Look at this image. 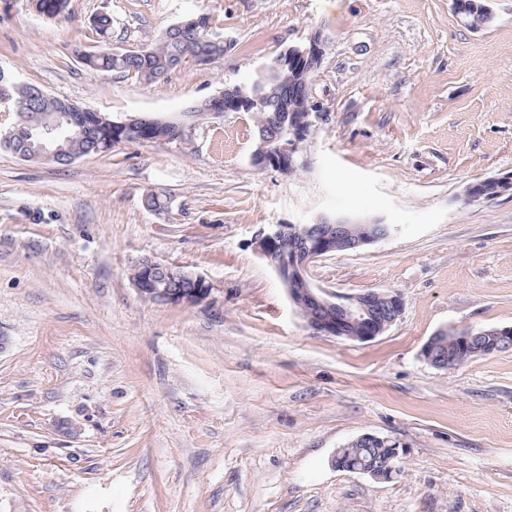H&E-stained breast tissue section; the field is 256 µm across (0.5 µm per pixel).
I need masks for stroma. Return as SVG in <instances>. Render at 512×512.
<instances>
[{
  "mask_svg": "<svg viewBox=\"0 0 512 512\" xmlns=\"http://www.w3.org/2000/svg\"><path fill=\"white\" fill-rule=\"evenodd\" d=\"M462 26L452 0H71L56 19L0 8V68L121 121L185 110L315 30L324 116L296 174L253 165L248 112L184 144L121 143L62 166L0 150V512H512V350L445 371L449 327L512 326V0ZM112 42L218 20L224 57L154 84L89 71ZM172 199L168 215L143 205ZM347 216L387 237L328 254L313 283L399 294L368 342L309 328L252 246L268 224ZM149 259L203 275L213 306L143 301ZM364 434L399 440L392 479L336 468ZM492 179H499V180H497L499 184H508V185H510V182L512 181L511 176H504V177L492 178ZM484 180H480V181L470 185V187L468 186L469 188L467 187L468 188L467 195L469 196V199L466 200V203H473V202H478L479 200H485V199H487L486 197L489 194L496 192L498 188H503V187H500L499 184H491ZM503 190H504V188H503ZM504 191H508V195H512V185L510 186V188H508L507 190H504ZM464 335L465 336L463 338L459 331L455 328H450L446 331L439 332L437 343L435 336H430L422 348L421 355L425 361L438 369L448 367V359L443 355L448 356V358L452 356H455L456 358L461 353L464 345L462 340L459 339L463 338L464 342L470 340V331L464 332ZM437 347L440 354L438 353Z\"/></svg>",
  "mask_w": 512,
  "mask_h": 512,
  "instance_id": "1",
  "label": "stroma"
}]
</instances>
